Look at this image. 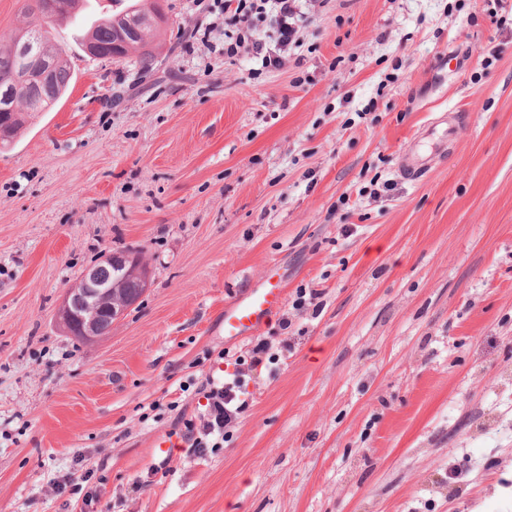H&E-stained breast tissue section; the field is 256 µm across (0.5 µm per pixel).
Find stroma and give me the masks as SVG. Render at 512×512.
<instances>
[{
  "label": "stroma",
  "instance_id": "obj_1",
  "mask_svg": "<svg viewBox=\"0 0 512 512\" xmlns=\"http://www.w3.org/2000/svg\"><path fill=\"white\" fill-rule=\"evenodd\" d=\"M167 2L145 70L85 56L130 0H84L0 148V512H512V0H309L278 69L225 58V0ZM122 251L150 285L77 342L58 305ZM284 300V288L279 283H268L263 288L237 297L224 308V336L241 340L259 331L265 319ZM212 387L207 395L209 419L203 425L205 436L218 431L224 438V425L231 421L232 417L241 412L246 404L241 401L235 407L237 400L235 388H239L241 381L235 378L233 382H224L222 386H215L214 381L209 383Z\"/></svg>",
  "mask_w": 512,
  "mask_h": 512
}]
</instances>
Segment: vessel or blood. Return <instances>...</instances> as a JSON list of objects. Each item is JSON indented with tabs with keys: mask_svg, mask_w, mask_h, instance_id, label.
<instances>
[{
	"mask_svg": "<svg viewBox=\"0 0 512 512\" xmlns=\"http://www.w3.org/2000/svg\"><path fill=\"white\" fill-rule=\"evenodd\" d=\"M284 300V290L280 284H267L236 298L224 309V335L232 340H240L259 331L265 319Z\"/></svg>",
	"mask_w": 512,
	"mask_h": 512,
	"instance_id": "b4317fda",
	"label": "vessel or blood"
}]
</instances>
